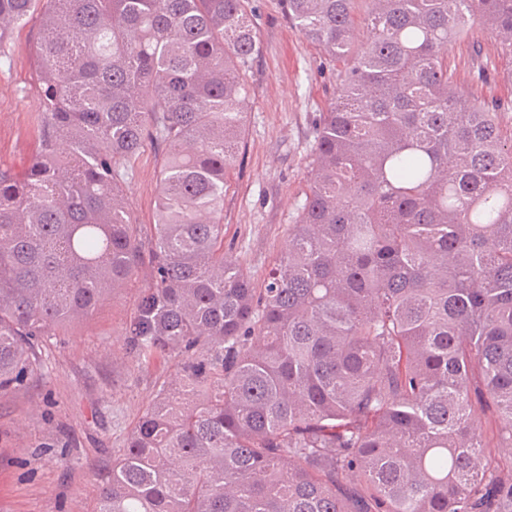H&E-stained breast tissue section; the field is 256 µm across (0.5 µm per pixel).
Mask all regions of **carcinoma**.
Listing matches in <instances>:
<instances>
[{
	"mask_svg": "<svg viewBox=\"0 0 512 512\" xmlns=\"http://www.w3.org/2000/svg\"><path fill=\"white\" fill-rule=\"evenodd\" d=\"M282 0L338 71L261 288L224 256L251 0H0L37 15L38 151L0 168V394L40 339L140 280L139 357H179L95 512H512V115L448 51L512 56V0ZM165 149L156 223L128 167ZM497 421L489 438L477 413Z\"/></svg>",
	"mask_w": 512,
	"mask_h": 512,
	"instance_id": "obj_1",
	"label": "carcinoma"
}]
</instances>
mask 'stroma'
<instances>
[{"label": "stroma", "mask_w": 512, "mask_h": 512, "mask_svg": "<svg viewBox=\"0 0 512 512\" xmlns=\"http://www.w3.org/2000/svg\"><path fill=\"white\" fill-rule=\"evenodd\" d=\"M261 50L247 78L245 155L224 186V253L261 287L286 248L307 191L321 112L339 93L336 65L291 26L280 0H253ZM35 24L15 33L0 64V167L35 155L40 104L33 79ZM471 44L449 52L460 90L484 93L512 112V57L483 66ZM159 148L145 147L124 186L139 223L156 220ZM139 288L130 285L86 322L60 328L42 350L41 375L0 394V512H95L99 486L177 362L143 359L124 342Z\"/></svg>", "instance_id": "stroma-1"}]
</instances>
